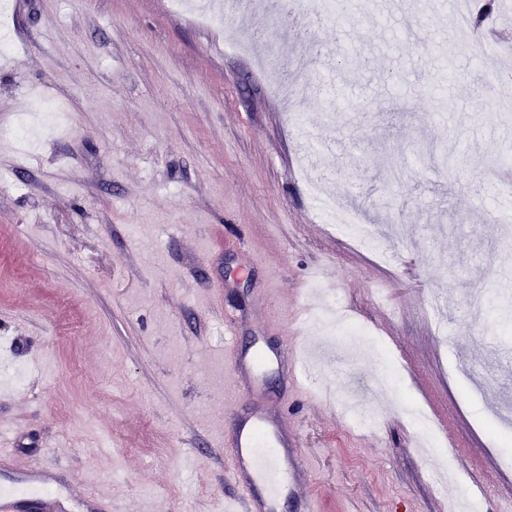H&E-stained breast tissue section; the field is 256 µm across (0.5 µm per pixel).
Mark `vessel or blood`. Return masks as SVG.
Instances as JSON below:
<instances>
[{
    "label": "vessel or blood",
    "instance_id": "obj_1",
    "mask_svg": "<svg viewBox=\"0 0 512 512\" xmlns=\"http://www.w3.org/2000/svg\"><path fill=\"white\" fill-rule=\"evenodd\" d=\"M229 424L230 464L242 480L248 512H266L269 501L283 495L305 498L312 478L298 450L287 446L281 419L263 412L246 419L233 413ZM51 485V471L36 464L0 474V512H27L30 502L39 497L45 499L48 512H65Z\"/></svg>",
    "mask_w": 512,
    "mask_h": 512
}]
</instances>
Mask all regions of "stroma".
I'll list each match as a JSON object with an SVG mask.
<instances>
[{
  "label": "stroma",
  "instance_id": "1",
  "mask_svg": "<svg viewBox=\"0 0 512 512\" xmlns=\"http://www.w3.org/2000/svg\"><path fill=\"white\" fill-rule=\"evenodd\" d=\"M344 18L260 6L202 24L170 0H26L0 57V129L36 97L57 126L0 150V467L23 458L114 512H225L231 406L280 417L314 478L311 512H512V44L462 35L448 0ZM312 80L297 109L259 67ZM354 55L342 63V48ZM500 101L487 119L480 100ZM456 157L455 172L437 163ZM376 243L328 223L311 193ZM339 309L366 344L306 323ZM265 367L231 401L236 352ZM420 410L455 491L419 454Z\"/></svg>",
  "mask_w": 512,
  "mask_h": 512
}]
</instances>
